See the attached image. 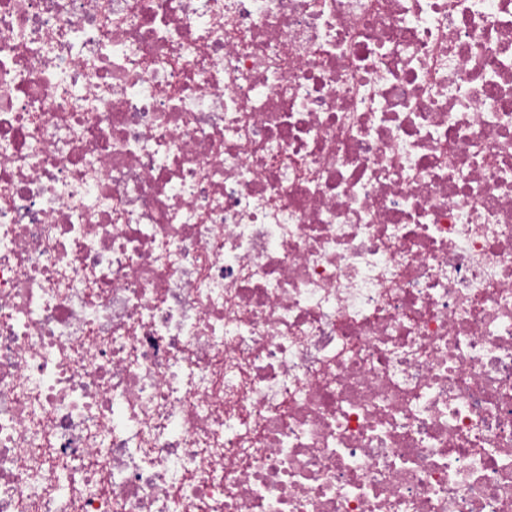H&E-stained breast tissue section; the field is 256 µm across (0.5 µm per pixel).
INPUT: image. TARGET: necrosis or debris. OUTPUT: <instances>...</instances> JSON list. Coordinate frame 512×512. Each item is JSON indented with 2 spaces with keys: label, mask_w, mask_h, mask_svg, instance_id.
<instances>
[{
  "label": "necrosis or debris",
  "mask_w": 512,
  "mask_h": 512,
  "mask_svg": "<svg viewBox=\"0 0 512 512\" xmlns=\"http://www.w3.org/2000/svg\"><path fill=\"white\" fill-rule=\"evenodd\" d=\"M0 512H512V0H0Z\"/></svg>",
  "instance_id": "obj_1"
}]
</instances>
